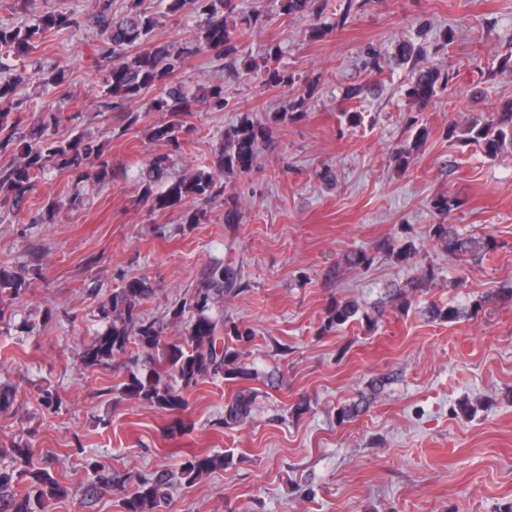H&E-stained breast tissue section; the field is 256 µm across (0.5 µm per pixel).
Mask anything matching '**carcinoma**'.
I'll return each instance as SVG.
<instances>
[{
    "label": "carcinoma",
    "instance_id": "carcinoma-1",
    "mask_svg": "<svg viewBox=\"0 0 512 512\" xmlns=\"http://www.w3.org/2000/svg\"><path fill=\"white\" fill-rule=\"evenodd\" d=\"M167 12L176 15L196 14L201 17L200 36L192 45L175 42L156 43L150 37L155 29L154 14L142 8L143 0H128L126 13L112 12V0H96L92 20L94 27L104 35L95 49L97 59L107 68L105 101L99 107L108 112H126L128 103L135 101L150 89L158 92L150 102L154 112L191 113L204 107L207 111L224 110V84L211 85L195 94L186 92L185 86L174 81V73L184 60L198 51H212L224 58L226 76L239 77L238 41L241 32L229 24L228 16L234 12V0H166ZM312 0H278V8L287 14H304L311 10ZM81 26L78 15L61 7L41 12L26 24L5 23L0 20V152L13 147L20 151L21 161L0 172V201L10 209L21 210L39 175L48 165L59 170H79L85 164L95 167V177L106 182L112 178V165L103 158L101 147L91 137L76 133L68 139L57 140L53 129L64 119L61 112L46 111L27 134L18 132L21 119L12 116L23 106L16 98L18 88L31 82V73L22 61L31 52L46 44L57 33ZM424 50L405 43L399 47L400 59L412 62L409 96L418 109H423L436 96L437 90L448 84L450 74L434 64L421 63L418 57ZM249 72H261L273 87L286 86L295 81L293 74L281 65L280 52L270 51L265 56L252 58L245 64ZM69 69L57 62L41 78L44 86H62L68 81ZM182 124L167 121L151 128L153 140L172 149L180 148ZM448 136L460 143L479 145L484 156L495 160L512 154V104L504 111L491 113L485 118H474L463 127L453 126ZM271 138V130L255 123L249 115L224 133V143L211 161V169L190 176L171 179L168 175L170 154L159 153L150 159L140 174L142 200L152 210H164L187 198L215 202L224 199V223L234 224L237 212L231 206L233 196L228 194L226 175H244L252 171L257 161V148L261 141ZM430 207L443 217L460 208V202L440 195L430 200ZM430 237L439 242L448 253L457 257L477 259L494 252L497 240L487 235L482 238H463L446 224H431ZM238 271L220 262L208 267L192 295L183 299L175 310L179 316L192 311L189 329L180 342L165 341V328L155 320L145 319L139 309L151 296L153 288L142 278H134L112 293L100 309L107 328L95 336L84 349L86 366L96 367L108 363L117 355L127 352L130 345L141 349L150 360V367L140 375L130 377L123 391L145 400L164 411H183L187 408L184 393L204 379L220 375L244 378L250 371L239 362L240 353L230 347L218 346V322L208 315L209 304L217 294L233 288ZM29 288L25 278L7 268H0V299L16 297ZM359 307L352 301L336 300L327 309L322 331L329 332L353 320ZM428 318L437 321H457L466 310L456 307L426 308ZM161 357H155L156 351ZM251 395L241 391L225 406V423L243 422L251 411ZM224 465L220 455H194L183 464L182 474L193 478ZM30 481L23 497H18L14 485L21 480ZM164 479L139 483L127 498L126 512H154L165 495ZM61 493V486L47 470L36 468L33 453L28 447L13 449L11 468H0V512H44L46 501Z\"/></svg>",
    "mask_w": 512,
    "mask_h": 512
}]
</instances>
